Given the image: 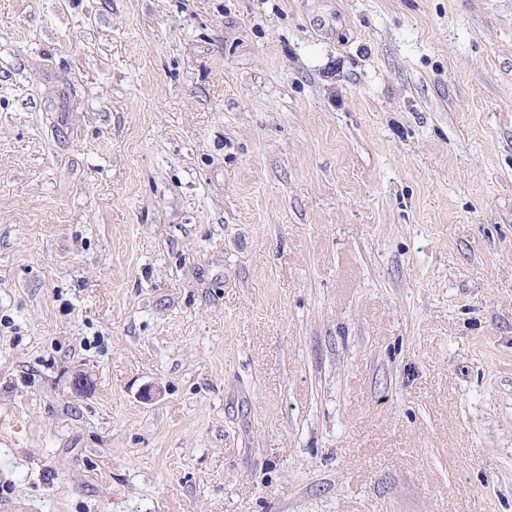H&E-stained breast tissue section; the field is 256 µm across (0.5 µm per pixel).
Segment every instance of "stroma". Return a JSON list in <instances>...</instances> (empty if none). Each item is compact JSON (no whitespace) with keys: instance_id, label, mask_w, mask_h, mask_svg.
Wrapping results in <instances>:
<instances>
[{"instance_id":"obj_1","label":"stroma","mask_w":512,"mask_h":512,"mask_svg":"<svg viewBox=\"0 0 512 512\" xmlns=\"http://www.w3.org/2000/svg\"><path fill=\"white\" fill-rule=\"evenodd\" d=\"M0 512H512V0H0Z\"/></svg>"}]
</instances>
